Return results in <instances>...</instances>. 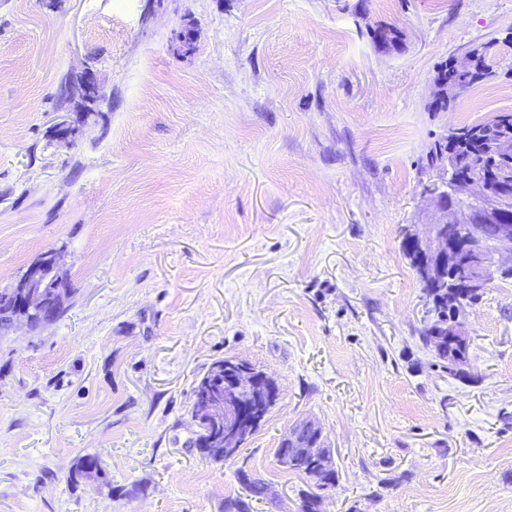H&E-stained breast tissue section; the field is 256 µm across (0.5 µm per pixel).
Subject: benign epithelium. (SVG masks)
I'll use <instances>...</instances> for the list:
<instances>
[{
  "label": "benign epithelium",
  "instance_id": "1",
  "mask_svg": "<svg viewBox=\"0 0 512 512\" xmlns=\"http://www.w3.org/2000/svg\"><path fill=\"white\" fill-rule=\"evenodd\" d=\"M441 170L442 181L422 190L433 205V222L423 232L408 228L404 236L417 241L427 255L420 264L421 285L443 291L465 288L480 294L494 273L512 274V223H497L502 190L512 184V168L502 166L492 175L477 171L464 179L454 177L446 162ZM64 282L58 252L39 254L13 284L17 291L4 293L3 302L12 312L10 325L33 327L47 322L45 313L53 305L49 292ZM434 335V349L441 353L448 349V341L468 336L470 331L461 315ZM277 399L274 379L252 363L237 358L214 361L196 386L191 411L209 458L218 462L233 458ZM318 447L326 449L320 468L336 470L321 423L305 417L283 435L280 458L286 461L297 451L311 454Z\"/></svg>",
  "mask_w": 512,
  "mask_h": 512
}]
</instances>
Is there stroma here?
I'll return each mask as SVG.
<instances>
[{
  "instance_id": "1",
  "label": "stroma",
  "mask_w": 512,
  "mask_h": 512,
  "mask_svg": "<svg viewBox=\"0 0 512 512\" xmlns=\"http://www.w3.org/2000/svg\"><path fill=\"white\" fill-rule=\"evenodd\" d=\"M510 30L512 0H0V288L53 249L74 290L0 333V512H224L240 470L252 512H295L275 450L304 416L336 450L322 512H512V283L470 307L459 381L401 234L431 141L512 112L511 53L447 112L438 67ZM89 69L112 108L57 141ZM222 358L279 396L214 462L191 410ZM87 455L104 479L67 483ZM237 480L245 491L244 497H227L224 500V512H249L252 499L260 500L265 496L266 483L260 478L250 477L246 472L237 473Z\"/></svg>"
}]
</instances>
